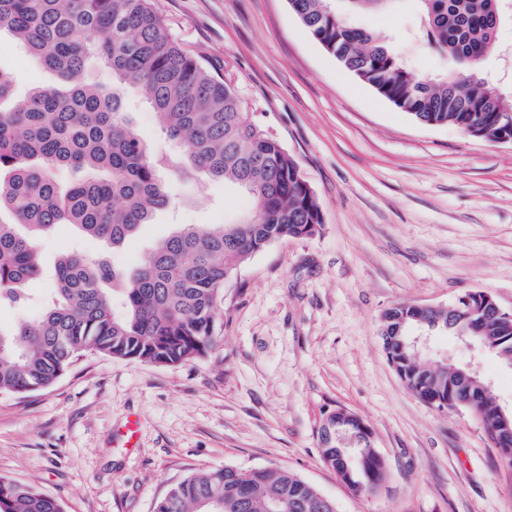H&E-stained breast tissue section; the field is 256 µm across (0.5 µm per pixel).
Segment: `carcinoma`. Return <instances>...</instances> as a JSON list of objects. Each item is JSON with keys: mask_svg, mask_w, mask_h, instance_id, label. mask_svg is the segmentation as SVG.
Segmentation results:
<instances>
[{"mask_svg": "<svg viewBox=\"0 0 512 512\" xmlns=\"http://www.w3.org/2000/svg\"><path fill=\"white\" fill-rule=\"evenodd\" d=\"M393 0H289L313 39L359 81L426 125H452L495 142L512 135V92L478 75L498 51L505 0H417L429 41L454 58L459 73L419 78L393 48L350 16ZM9 33L56 78L16 96L0 71V309L20 306L42 272L36 241L77 232L119 248L158 213L174 206V182L205 176L243 189L252 211L230 224L185 225L132 266L63 251L54 286L31 320L0 323V394L24 396L53 386L88 354L164 366L206 356L217 343L224 283L268 245L309 238L322 224L315 191L295 159L248 120L216 66L175 42L151 0H0V32ZM97 62L107 83L89 82ZM132 91L155 111L179 151L159 156L125 111ZM65 168L78 175L66 185ZM471 336L512 368V312H482L466 294L446 309L400 304L381 317L388 361L418 399L438 411L464 409L483 424L512 466V420L504 423L479 378L451 363H425L410 330ZM322 457L353 491L377 489L384 461L374 447L343 463L345 447L320 439ZM0 512H64L30 485L0 475ZM154 512H331L324 496L278 468L254 474L224 467L174 485Z\"/></svg>", "mask_w": 512, "mask_h": 512, "instance_id": "1", "label": "carcinoma"}]
</instances>
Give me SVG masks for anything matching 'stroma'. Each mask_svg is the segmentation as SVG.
<instances>
[{"label":"stroma","instance_id":"35a3bbf8","mask_svg":"<svg viewBox=\"0 0 512 512\" xmlns=\"http://www.w3.org/2000/svg\"><path fill=\"white\" fill-rule=\"evenodd\" d=\"M152 3L295 158L322 226L270 244L225 283L221 343L207 356L166 367L88 355L51 388L0 394V475L65 512H153L172 484L224 466L291 471L337 512H512V468L482 423L416 398L387 360L379 323L394 305L444 307L473 291L512 310V144L419 124L345 71L288 0ZM351 21L417 74L457 69L429 44L415 0ZM498 40L477 70L511 90V19ZM125 105L156 151L171 150L148 104L129 94ZM176 193V206L120 249L84 239L82 250L131 265L177 225L231 222L253 207L220 181ZM424 359L472 368L512 407V368L478 342L433 334ZM339 408L373 433L387 472L378 492L353 493L322 460L319 429Z\"/></svg>","mask_w":512,"mask_h":512}]
</instances>
